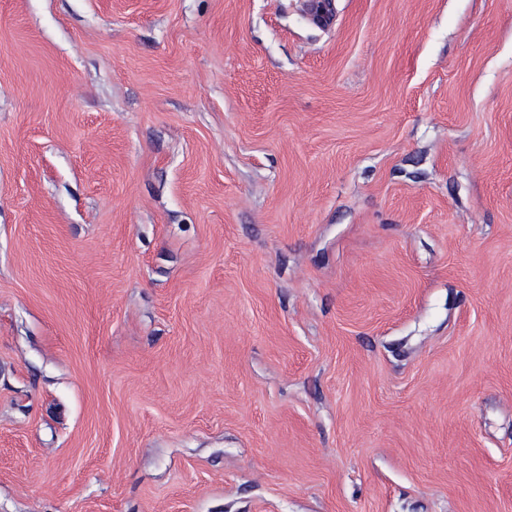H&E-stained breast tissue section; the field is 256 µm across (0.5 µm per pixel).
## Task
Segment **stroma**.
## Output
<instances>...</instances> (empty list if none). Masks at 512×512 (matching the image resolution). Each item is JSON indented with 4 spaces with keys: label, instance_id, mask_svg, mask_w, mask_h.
Returning a JSON list of instances; mask_svg holds the SVG:
<instances>
[{
    "label": "stroma",
    "instance_id": "stroma-1",
    "mask_svg": "<svg viewBox=\"0 0 512 512\" xmlns=\"http://www.w3.org/2000/svg\"><path fill=\"white\" fill-rule=\"evenodd\" d=\"M0 512H512V0H0Z\"/></svg>",
    "mask_w": 512,
    "mask_h": 512
}]
</instances>
